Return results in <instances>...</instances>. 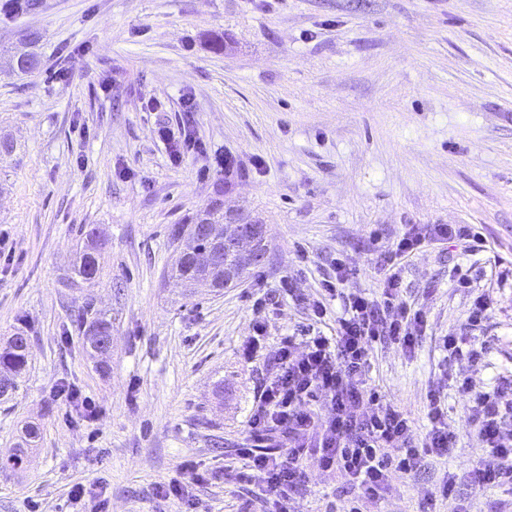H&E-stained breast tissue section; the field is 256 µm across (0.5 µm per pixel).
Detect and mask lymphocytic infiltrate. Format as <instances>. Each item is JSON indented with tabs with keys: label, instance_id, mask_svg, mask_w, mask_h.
Listing matches in <instances>:
<instances>
[{
	"label": "lymphocytic infiltrate",
	"instance_id": "lymphocytic-infiltrate-1",
	"mask_svg": "<svg viewBox=\"0 0 512 512\" xmlns=\"http://www.w3.org/2000/svg\"><path fill=\"white\" fill-rule=\"evenodd\" d=\"M432 241L458 243L467 255L484 248L471 224L408 225L377 258L384 272L378 293H348L333 334L310 337L301 347L286 336L268 354L273 373L258 387L248 421L250 442L237 451L243 466L236 473L244 484L252 472L262 474L263 512H289L290 495L305 484L311 463L338 474L348 486L344 512H362L382 498L392 472L414 474L428 458L446 455L454 446L441 390L427 393L428 430L415 446L411 415L367 378L374 343L410 353L425 333L423 312L401 297V271ZM455 388L468 403V425L486 449L473 473L476 488L512 487V436L502 431L512 418V380L485 391L463 378Z\"/></svg>",
	"mask_w": 512,
	"mask_h": 512
}]
</instances>
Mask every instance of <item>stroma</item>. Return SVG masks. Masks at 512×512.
I'll list each match as a JSON object with an SVG mask.
<instances>
[{"instance_id":"stroma-1","label":"stroma","mask_w":512,"mask_h":512,"mask_svg":"<svg viewBox=\"0 0 512 512\" xmlns=\"http://www.w3.org/2000/svg\"><path fill=\"white\" fill-rule=\"evenodd\" d=\"M0 0V345L29 338L19 389L0 398V459L28 424V461L0 466V512H78L77 482L108 512H184L157 485L185 464L211 472L189 484L199 512H259L237 483L256 387L269 372L239 351L330 334L310 306L336 255L351 288L376 293L378 253L408 224H474L485 251L439 241L402 272L403 295L427 320L414 353L375 344L369 377L427 429L431 388L443 387L456 442L413 477L392 473L368 512H418L436 484L456 498L434 512H512V490L474 489L485 455L451 384L479 388L512 375V0ZM35 41H28V34ZM40 60L23 74L9 55ZM158 109H150V101ZM187 125L204 146L172 163L158 137ZM231 157L232 167L216 162ZM266 225V257L241 282L185 292L169 269L176 228L213 202ZM104 242L95 287L70 280L83 231ZM470 287H456L455 270ZM294 280V293L281 287ZM490 300L474 331L486 363L446 361L473 300ZM262 309H254L255 300ZM112 320L98 362L80 323ZM80 390L87 422L54 392ZM337 474L309 465L293 512L342 502Z\"/></svg>"}]
</instances>
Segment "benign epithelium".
Listing matches in <instances>:
<instances>
[{
	"instance_id": "7a95c632",
	"label": "benign epithelium",
	"mask_w": 512,
	"mask_h": 512,
	"mask_svg": "<svg viewBox=\"0 0 512 512\" xmlns=\"http://www.w3.org/2000/svg\"><path fill=\"white\" fill-rule=\"evenodd\" d=\"M194 236L211 241L210 249L196 256V262L209 270L224 267L227 253L236 254L251 265L265 259V225L244 221L232 211L224 213V231L217 230L212 224H197Z\"/></svg>"
}]
</instances>
